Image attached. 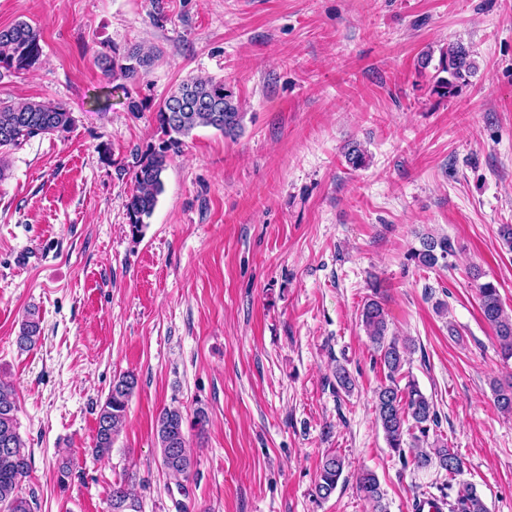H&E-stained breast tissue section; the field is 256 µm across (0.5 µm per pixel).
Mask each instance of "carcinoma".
<instances>
[{
    "label": "carcinoma",
    "mask_w": 512,
    "mask_h": 512,
    "mask_svg": "<svg viewBox=\"0 0 512 512\" xmlns=\"http://www.w3.org/2000/svg\"><path fill=\"white\" fill-rule=\"evenodd\" d=\"M37 28L21 21L0 29V69L8 72L31 71L41 64L42 46ZM156 53L132 46L116 48L97 56L104 76L136 83L151 68ZM477 69L476 62L461 45H452L440 55L434 66L432 91L441 97L455 94L468 83ZM155 120L162 134L156 145L132 154L129 171L133 189L125 203L128 225L133 236L143 233L163 191V173L172 155L180 152L186 138L199 127L215 129L229 138L242 130L243 114L234 92L222 81L202 75L189 76L169 91L156 110ZM76 119L63 104L52 101H0V153L16 148L35 137H62L75 125ZM454 247L448 237L425 234L419 247L412 249L410 260L419 267L433 268L447 263ZM481 313L494 331L503 360L512 359V312L504 308L499 290L488 281L477 286ZM361 325L377 361L387 371L388 383L375 392L376 422L387 445L402 460L406 451L414 452L413 463L419 470L435 467L452 478L463 469V461L447 445L429 442L430 433L440 425V415L433 400L410 379L399 385L408 362L410 345L389 334V323L381 301L370 298L360 311ZM41 334L40 317L33 309L20 324L16 344L21 350L34 348ZM138 386L132 373L112 380L97 413V428L92 452L105 457L112 452L115 436L126 418L128 404ZM498 410L512 415V381L492 383ZM206 411L198 407L192 420H187L177 407L163 408L156 421V440L161 465L168 475L190 479L194 458L189 449L186 425L204 428ZM32 452L19 432L17 405L13 387L0 381V512H34L36 501L22 494L21 483L30 474ZM345 468L344 458L328 454L321 463L314 487L318 499L329 498L336 490ZM358 488L375 512H387L384 492L377 476L363 471ZM459 512H489L480 492L465 486L458 495ZM108 512H138L139 505L124 487L112 488L107 502Z\"/></svg>",
    "instance_id": "1"
}]
</instances>
